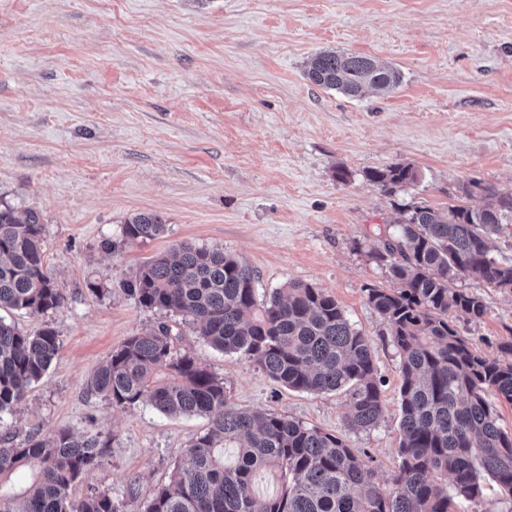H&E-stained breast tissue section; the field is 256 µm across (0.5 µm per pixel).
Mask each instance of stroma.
I'll return each instance as SVG.
<instances>
[{"instance_id": "obj_1", "label": "stroma", "mask_w": 512, "mask_h": 512, "mask_svg": "<svg viewBox=\"0 0 512 512\" xmlns=\"http://www.w3.org/2000/svg\"><path fill=\"white\" fill-rule=\"evenodd\" d=\"M323 50L375 57L403 80L357 99L321 89L305 70ZM396 162L415 167L416 184L389 195L366 179ZM473 181L512 193V0H0V203L41 215L45 264L65 297L54 313L4 315L27 333L55 329L61 348L0 418V436L100 433L102 462L70 494L136 512L208 420L113 409L87 381L127 337L164 321L223 378L234 407L341 434L390 486L401 377L365 293L391 281L368 252L401 208L482 205L462 192ZM140 213L161 215L167 233L122 240ZM179 242L235 255L259 295L295 280L332 295L375 347L378 426L347 429L345 393L286 389L180 317L140 306L124 281ZM459 285L488 308L457 320L459 333L498 355L512 294Z\"/></svg>"}]
</instances>
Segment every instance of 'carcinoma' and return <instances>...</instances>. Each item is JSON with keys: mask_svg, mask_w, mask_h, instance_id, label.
Segmentation results:
<instances>
[{"mask_svg": "<svg viewBox=\"0 0 512 512\" xmlns=\"http://www.w3.org/2000/svg\"><path fill=\"white\" fill-rule=\"evenodd\" d=\"M313 85L359 98L392 92L401 72L371 56L323 50L305 73ZM392 193L419 172L401 162L366 172ZM481 207H414L368 255L387 268L393 287L365 288L400 357L397 474L385 487L338 434L272 413L232 406L224 380L179 348L181 337L161 323L128 337L93 372L88 389L112 408L150 404L165 416L204 415L210 425L187 449L143 512H465L483 495L485 479L512 501V431L498 424L495 401L512 403V360L488 356L462 338L453 318L477 321L482 296L455 286L462 277L512 293V264L491 257L493 236L512 224V194L473 182ZM44 225L29 209L0 206V310L46 314L65 298L48 274ZM167 232L158 214L123 224L129 242ZM248 266L222 248L180 243L145 261L123 288L140 306L182 317L212 348L240 354L281 386L325 394L343 390L352 430L374 428L383 415L381 377L365 332L339 303L302 281L258 299ZM60 350L55 329L26 334L0 317V414L13 411L49 370ZM108 441L100 433L60 428L19 444L0 437V512H122L105 494L70 496L96 468ZM26 486L9 484L19 470ZM259 471L278 484L262 494Z\"/></svg>", "mask_w": 512, "mask_h": 512, "instance_id": "obj_1", "label": "carcinoma"}]
</instances>
